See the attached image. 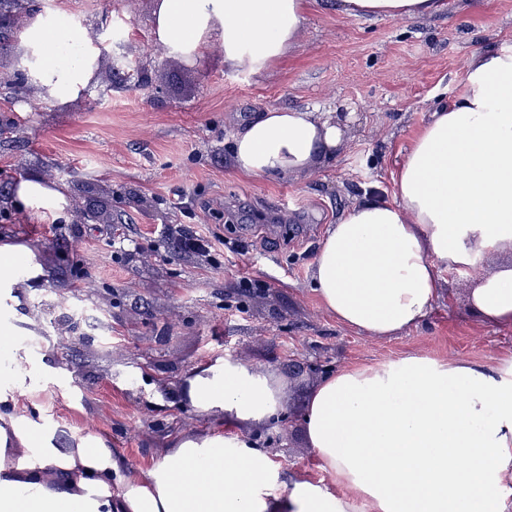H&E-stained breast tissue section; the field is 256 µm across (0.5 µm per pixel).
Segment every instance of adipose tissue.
<instances>
[{
    "label": "adipose tissue",
    "instance_id": "ef3b65f1",
    "mask_svg": "<svg viewBox=\"0 0 512 512\" xmlns=\"http://www.w3.org/2000/svg\"><path fill=\"white\" fill-rule=\"evenodd\" d=\"M309 0H157L154 40L189 62L220 44L224 62L259 71L295 45ZM437 0H337L342 15L417 18ZM37 86L55 102L93 80L96 56L63 14L20 30ZM351 123L333 112L261 113L233 137L247 178L330 163ZM395 199L349 207L321 240L312 283L336 321L375 339L416 328L439 294L437 268L512 255V52L472 57L461 94L433 108L394 176ZM18 208L50 213L68 201L40 176L18 182ZM469 303L485 325L512 326V265L475 276ZM50 370L17 338L0 341V512H512V365L410 354L323 377L303 417L328 476L281 482L268 454L236 436L177 439L141 477L125 475L105 440L15 413ZM180 394L202 416L260 424L282 387L224 359L187 376Z\"/></svg>",
    "mask_w": 512,
    "mask_h": 512
}]
</instances>
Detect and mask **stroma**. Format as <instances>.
<instances>
[{
  "mask_svg": "<svg viewBox=\"0 0 512 512\" xmlns=\"http://www.w3.org/2000/svg\"><path fill=\"white\" fill-rule=\"evenodd\" d=\"M154 0H26L27 15L65 12L96 47L93 85L54 103L19 75L17 31L0 30V244L31 251L36 277L0 296V317L31 336L53 371L19 412L105 439L130 476H144L184 435H236L265 449L285 482L328 484L303 415L325 375L408 354L498 368L512 326L469 311L475 267L439 270V297L417 327L378 340L336 323L310 285L330 224L367 193L393 200V173L432 107L457 97L476 52L512 50V0H441L413 19L345 17L314 0L297 45L259 73L225 66L218 46L184 62L152 39ZM122 38H114L116 25ZM351 112L335 161L302 175L244 178L232 133L272 109ZM32 175L68 200L59 217L15 207ZM186 224L246 250L212 263L175 256L165 240ZM137 240L143 258L113 255ZM243 359L283 388L278 417L234 429L175 396L190 373Z\"/></svg>",
  "mask_w": 512,
  "mask_h": 512,
  "instance_id": "stroma-1",
  "label": "stroma"
}]
</instances>
